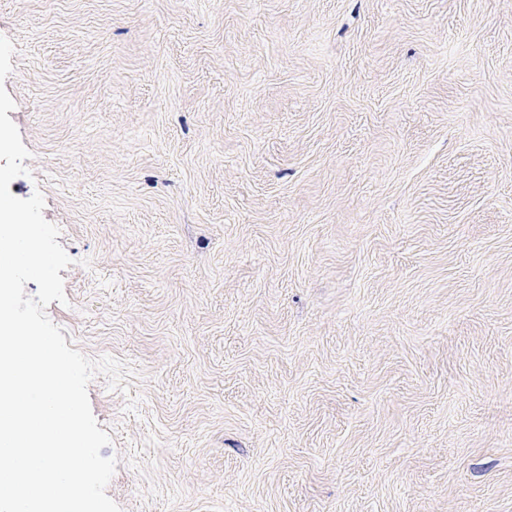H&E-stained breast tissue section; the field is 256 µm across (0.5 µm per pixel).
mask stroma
Masks as SVG:
<instances>
[{
  "label": "stroma",
  "mask_w": 512,
  "mask_h": 512,
  "mask_svg": "<svg viewBox=\"0 0 512 512\" xmlns=\"http://www.w3.org/2000/svg\"><path fill=\"white\" fill-rule=\"evenodd\" d=\"M121 512H512V0H0Z\"/></svg>",
  "instance_id": "35a3bbf8"
}]
</instances>
